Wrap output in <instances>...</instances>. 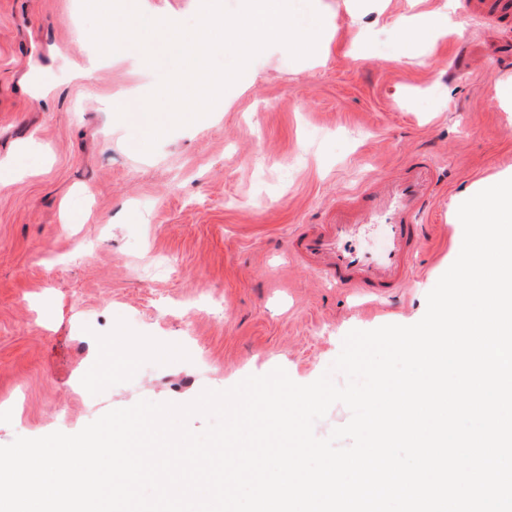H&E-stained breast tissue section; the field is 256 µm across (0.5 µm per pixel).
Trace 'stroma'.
<instances>
[{
    "label": "stroma",
    "mask_w": 512,
    "mask_h": 512,
    "mask_svg": "<svg viewBox=\"0 0 512 512\" xmlns=\"http://www.w3.org/2000/svg\"><path fill=\"white\" fill-rule=\"evenodd\" d=\"M331 39L255 58L224 109L152 152L116 106L157 83L97 56L82 0H0V446L251 375L318 379L354 329L418 322L451 263L449 210L512 172V16L482 0H292ZM449 11L465 37L396 22ZM435 167L408 287L375 301L288 256L302 225L413 159ZM85 211L65 221L66 207ZM137 344L123 356V339Z\"/></svg>",
    "instance_id": "obj_1"
}]
</instances>
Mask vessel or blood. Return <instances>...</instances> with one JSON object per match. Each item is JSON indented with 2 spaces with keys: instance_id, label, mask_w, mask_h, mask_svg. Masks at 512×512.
Segmentation results:
<instances>
[{
  "instance_id": "1",
  "label": "vessel or blood",
  "mask_w": 512,
  "mask_h": 512,
  "mask_svg": "<svg viewBox=\"0 0 512 512\" xmlns=\"http://www.w3.org/2000/svg\"><path fill=\"white\" fill-rule=\"evenodd\" d=\"M433 180L430 164L418 158L398 175L372 181L339 204L328 223L294 234L291 260L367 295L405 287L425 238L417 219L430 202Z\"/></svg>"
}]
</instances>
